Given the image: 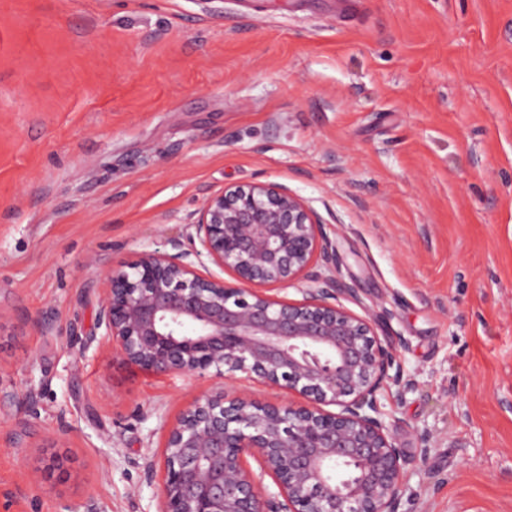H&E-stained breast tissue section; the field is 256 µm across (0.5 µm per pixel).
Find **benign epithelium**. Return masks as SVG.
I'll use <instances>...</instances> for the list:
<instances>
[{
  "mask_svg": "<svg viewBox=\"0 0 512 512\" xmlns=\"http://www.w3.org/2000/svg\"><path fill=\"white\" fill-rule=\"evenodd\" d=\"M203 256L234 282L199 275ZM337 264L302 199L250 183L207 191L185 236L104 277L97 325L122 360L159 374L213 369L223 380L169 427L163 464L148 470L157 512H398L404 459L379 394L413 381L396 345L344 306L351 289ZM276 285L302 286L303 299L265 293ZM239 373L283 399H226ZM266 477L277 492L265 491Z\"/></svg>",
  "mask_w": 512,
  "mask_h": 512,
  "instance_id": "obj_1",
  "label": "benign epithelium"
}]
</instances>
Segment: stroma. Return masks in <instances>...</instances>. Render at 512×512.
I'll use <instances>...</instances> for the list:
<instances>
[{
    "instance_id": "obj_1",
    "label": "stroma",
    "mask_w": 512,
    "mask_h": 512,
    "mask_svg": "<svg viewBox=\"0 0 512 512\" xmlns=\"http://www.w3.org/2000/svg\"><path fill=\"white\" fill-rule=\"evenodd\" d=\"M258 182L401 344L399 512H512V0H0V512H155L217 380L112 352L101 279Z\"/></svg>"
}]
</instances>
